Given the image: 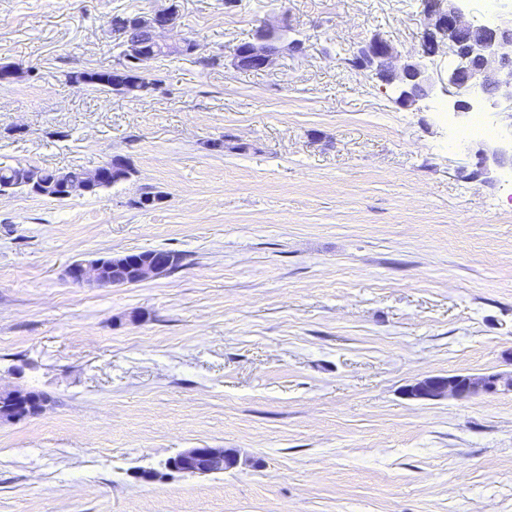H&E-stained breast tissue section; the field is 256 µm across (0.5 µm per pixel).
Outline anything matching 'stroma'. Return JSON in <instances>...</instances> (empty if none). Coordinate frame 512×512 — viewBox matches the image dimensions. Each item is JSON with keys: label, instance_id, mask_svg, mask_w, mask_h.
Instances as JSON below:
<instances>
[{"label": "stroma", "instance_id": "35a3bbf8", "mask_svg": "<svg viewBox=\"0 0 512 512\" xmlns=\"http://www.w3.org/2000/svg\"><path fill=\"white\" fill-rule=\"evenodd\" d=\"M175 7L131 98L68 81L115 67L110 19ZM288 16L306 52L231 64ZM421 0H0V163L131 180L63 201L0 195V512H512V392L413 399L431 376L512 371V169L448 147L463 117L399 106L347 59L402 53ZM149 187L164 201L137 209ZM175 251L140 283L68 281L76 260ZM187 448L243 461L167 474Z\"/></svg>", "mask_w": 512, "mask_h": 512}]
</instances>
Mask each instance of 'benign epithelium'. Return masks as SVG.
I'll return each instance as SVG.
<instances>
[{
  "label": "benign epithelium",
  "mask_w": 512,
  "mask_h": 512,
  "mask_svg": "<svg viewBox=\"0 0 512 512\" xmlns=\"http://www.w3.org/2000/svg\"><path fill=\"white\" fill-rule=\"evenodd\" d=\"M468 2L470 0H422L423 49L405 56L391 42L374 35L357 46L360 70L368 72L381 86L396 89L399 104L414 106L428 95L430 77L423 60L435 57L444 46L453 57V63L448 67L445 94L451 97L450 106L454 112L468 114L484 107L494 112H512V8L498 15L493 23L475 24L467 19ZM176 20V12L167 9L135 18L114 16L109 27L124 58L145 63L159 50L180 56L193 44L188 37L174 42L162 38V33L173 28ZM286 28L285 17L279 26L261 22L254 32L248 62L260 71L269 68L277 54L269 47V38ZM474 157L480 173L489 161L498 166H512V143H502L493 149L480 147ZM114 163L116 160L110 158L93 172L81 170L68 176L64 184L65 197L89 193ZM167 267L168 263L152 256H139L130 271L133 282L138 283L167 274ZM66 275L79 285L114 286L97 258L72 263ZM410 390L412 396L424 400H441L447 396L468 399L512 391V373L429 377L412 385ZM238 465V456L231 450L187 448L178 452L167 467L187 475H208Z\"/></svg>",
  "instance_id": "1"
}]
</instances>
